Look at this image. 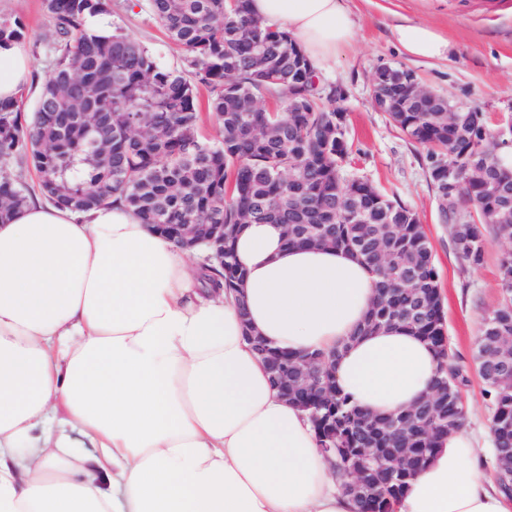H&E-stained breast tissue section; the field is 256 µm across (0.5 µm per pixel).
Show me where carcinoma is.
I'll return each mask as SVG.
<instances>
[{"mask_svg": "<svg viewBox=\"0 0 512 512\" xmlns=\"http://www.w3.org/2000/svg\"><path fill=\"white\" fill-rule=\"evenodd\" d=\"M250 0H149L150 13L185 52L182 65H160L141 41L119 28L90 30L87 18L109 15L112 0H43L55 22L53 68L45 78L38 106L30 116L18 102H0V223L29 199L22 173L9 168L31 164L38 190L54 205L89 211L117 195L160 234L176 224H222L224 262H207L204 287H229L243 277L233 241L246 221L281 224L291 246L321 244L361 258L376 277L379 300L367 329L399 324L436 350L439 368L433 394L442 415L426 423L416 440L413 468L422 470L439 441L464 425L461 389L450 378L461 367L448 358L445 311L428 235L417 215L371 183L344 178L350 160L345 117L326 105L319 77L287 32L252 14ZM21 20L0 16V44L24 39ZM209 91L207 113L198 110L200 88ZM396 111L388 113L408 140L426 150L434 188L448 181L455 165L474 163L512 193V148L498 144L487 113H470L466 127L448 125V100L423 104L397 86L388 91ZM282 104L267 109L260 101ZM212 120L218 138L202 131ZM448 151V169L436 173L430 160ZM458 202L475 207L478 223L460 224L452 238L467 239L457 252L478 267L489 239H512L501 199L484 182L456 180ZM417 258L416 282L396 275ZM421 307L419 316L406 313ZM488 319L512 334V309L498 305ZM266 359L293 361L303 355L277 350L264 339L252 343ZM492 406L496 447L512 452V371L490 384L478 368ZM322 448H334L336 466L346 474L347 457L366 442L388 449L396 415L379 417L351 405L340 392L319 400L318 392L296 394ZM411 472L379 481L370 495L355 497L359 512H393Z\"/></svg>", "mask_w": 512, "mask_h": 512, "instance_id": "1", "label": "carcinoma"}]
</instances>
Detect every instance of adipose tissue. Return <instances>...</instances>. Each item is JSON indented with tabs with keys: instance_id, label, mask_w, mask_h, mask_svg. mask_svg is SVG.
Here are the masks:
<instances>
[{
	"instance_id": "1",
	"label": "adipose tissue",
	"mask_w": 512,
	"mask_h": 512,
	"mask_svg": "<svg viewBox=\"0 0 512 512\" xmlns=\"http://www.w3.org/2000/svg\"><path fill=\"white\" fill-rule=\"evenodd\" d=\"M317 71L348 47L347 0H251ZM405 55L445 57L430 26L393 28ZM0 45V101L29 83ZM244 276L202 292L194 257L121 201L88 213L28 203L0 224V512H357L306 412L282 399L248 335L336 352V384L386 416L430 395L435 350L400 325L365 329L369 267L241 225ZM477 439H443L395 512H512Z\"/></svg>"
}]
</instances>
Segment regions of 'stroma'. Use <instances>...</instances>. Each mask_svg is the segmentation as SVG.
<instances>
[{"label":"stroma","mask_w":512,"mask_h":512,"mask_svg":"<svg viewBox=\"0 0 512 512\" xmlns=\"http://www.w3.org/2000/svg\"><path fill=\"white\" fill-rule=\"evenodd\" d=\"M106 21L145 43L161 65L176 68L183 49L169 40L146 7V0H114ZM356 29L352 44L321 82L322 98L338 91L347 116L351 145L348 177L384 188L420 218L430 238L446 316V330L458 363L470 378L464 391L466 427L480 432L489 422L490 402L474 360L484 317L500 300L497 257L512 248L492 242L482 266H469L452 244L449 225L438 215V200L427 176L426 151L411 143L372 104L371 81L382 65L414 72L421 85L456 103L483 109L490 116L512 112V0H349ZM0 15L19 18L33 63L23 91L22 110L34 111L41 85L51 70L53 22L42 0H0ZM429 24L448 39L442 60L403 55L392 27L402 21Z\"/></svg>","instance_id":"35a3bbf8"}]
</instances>
